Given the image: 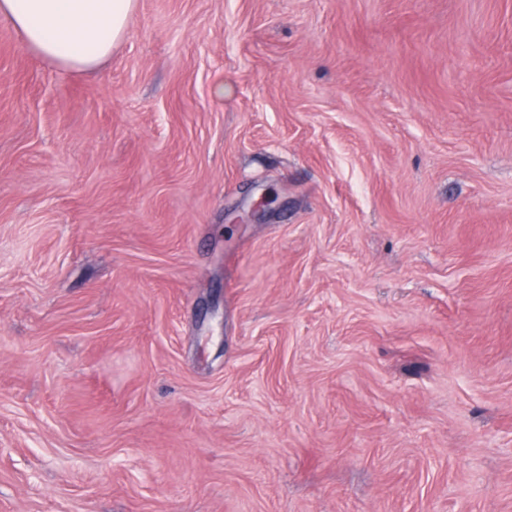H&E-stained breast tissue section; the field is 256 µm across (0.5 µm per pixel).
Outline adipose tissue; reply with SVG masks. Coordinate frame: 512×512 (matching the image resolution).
<instances>
[{
    "instance_id": "1",
    "label": "adipose tissue",
    "mask_w": 512,
    "mask_h": 512,
    "mask_svg": "<svg viewBox=\"0 0 512 512\" xmlns=\"http://www.w3.org/2000/svg\"><path fill=\"white\" fill-rule=\"evenodd\" d=\"M136 0H0L26 46L70 71L91 70L112 55Z\"/></svg>"
}]
</instances>
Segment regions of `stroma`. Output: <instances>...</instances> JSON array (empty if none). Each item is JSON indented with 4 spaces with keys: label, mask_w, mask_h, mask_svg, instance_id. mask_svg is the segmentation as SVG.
I'll return each instance as SVG.
<instances>
[{
    "label": "stroma",
    "mask_w": 512,
    "mask_h": 512,
    "mask_svg": "<svg viewBox=\"0 0 512 512\" xmlns=\"http://www.w3.org/2000/svg\"><path fill=\"white\" fill-rule=\"evenodd\" d=\"M0 512H512V0L0 17ZM135 0H1L7 17L38 57L70 71L91 70L112 55Z\"/></svg>",
    "instance_id": "obj_1"
}]
</instances>
